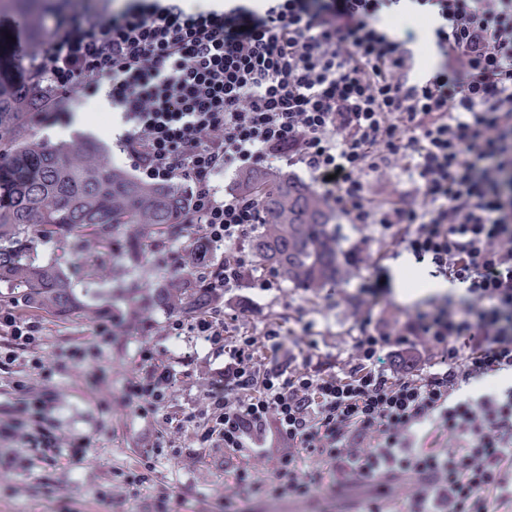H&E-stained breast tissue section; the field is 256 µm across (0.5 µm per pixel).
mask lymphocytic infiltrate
<instances>
[{
  "label": "lymphocytic infiltrate",
  "mask_w": 512,
  "mask_h": 512,
  "mask_svg": "<svg viewBox=\"0 0 512 512\" xmlns=\"http://www.w3.org/2000/svg\"><path fill=\"white\" fill-rule=\"evenodd\" d=\"M185 0H139L115 12L70 6L36 46L34 70L67 97L107 86L126 126L118 144L153 181H192V219L224 259L201 271L216 293L254 274L246 243L262 216L250 196L213 181L274 161L302 166L351 224L377 225L419 261L465 286L469 306L392 320L364 318L347 369L327 371L315 347L295 367L262 363L255 340L228 338L221 311L169 322L223 345L224 382L208 392L202 443L260 453L292 447L258 494L309 497L334 465L365 483L410 474L406 512H497L512 505V385L466 394L512 375V0H264L187 10ZM431 18L441 61L412 78L414 31L386 21ZM400 165L415 200L372 201L367 179ZM422 349L416 372L388 353ZM172 375L153 371L125 400L159 413ZM454 449L428 451L431 432Z\"/></svg>",
  "instance_id": "obj_1"
}]
</instances>
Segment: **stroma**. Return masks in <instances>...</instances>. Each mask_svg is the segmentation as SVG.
<instances>
[{"mask_svg":"<svg viewBox=\"0 0 512 512\" xmlns=\"http://www.w3.org/2000/svg\"><path fill=\"white\" fill-rule=\"evenodd\" d=\"M97 92L87 93L79 109L60 100L57 109L71 112L68 124L52 127L30 118L31 134L42 141L82 138L103 146L110 162L131 170L120 151L111 115L96 112ZM339 259L350 275L313 292L282 283L262 292L245 286L229 289L218 304L234 328L258 337L256 356L295 366L308 343H315L326 367L345 366L351 339L364 315L394 317L427 309L429 303L462 306L464 289L422 296L407 302L399 295L395 263L406 256L403 245L381 240L371 224L335 220ZM193 229L169 237L142 236L135 273L126 274L125 257L113 256L106 277L77 272L73 279L83 307L68 321L30 308L20 293L0 288V308L38 317L43 330L35 343L15 345L0 335V512H155L159 496L170 499L171 512H350L354 503L383 494L389 512H402L411 493V477L398 476L383 485L354 483L346 496L327 488L305 498L258 497L235 479L248 470L259 485L274 477L282 449L238 454L217 446L202 447L199 438L211 385L224 381V350L193 348L192 336L168 333L170 313L153 300L152 285L161 271L175 269L195 240ZM362 251L363 262L352 260ZM111 334L99 339V325ZM282 325L279 350L261 336ZM154 351L167 366L173 383L163 413L184 418V425L163 423L162 415L132 412L126 389L143 381L149 364L138 353ZM51 395L55 408L48 421L23 419L21 402ZM84 441L86 454L72 461L69 448ZM144 477L141 486L130 474Z\"/></svg>","mask_w":512,"mask_h":512,"instance_id":"obj_1","label":"stroma"}]
</instances>
